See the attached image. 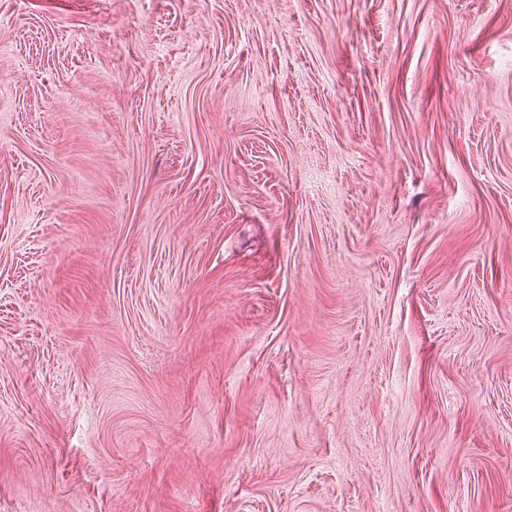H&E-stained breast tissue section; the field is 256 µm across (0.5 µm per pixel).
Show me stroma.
Returning a JSON list of instances; mask_svg holds the SVG:
<instances>
[{
	"instance_id": "35a3bbf8",
	"label": "stroma",
	"mask_w": 512,
	"mask_h": 512,
	"mask_svg": "<svg viewBox=\"0 0 512 512\" xmlns=\"http://www.w3.org/2000/svg\"><path fill=\"white\" fill-rule=\"evenodd\" d=\"M0 512H512V0H0Z\"/></svg>"
}]
</instances>
